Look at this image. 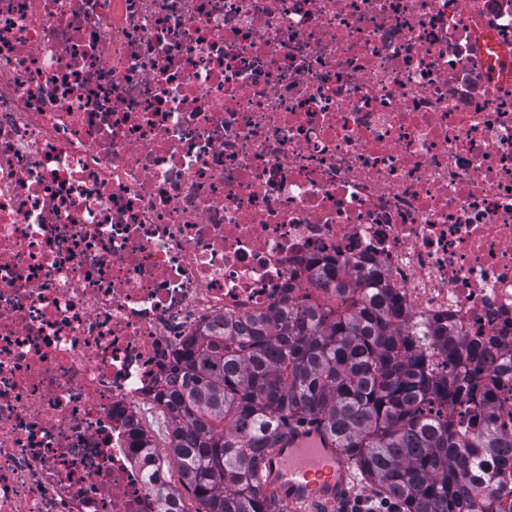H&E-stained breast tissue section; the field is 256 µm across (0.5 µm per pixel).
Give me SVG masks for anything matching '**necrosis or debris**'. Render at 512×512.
<instances>
[{
	"label": "necrosis or debris",
	"mask_w": 512,
	"mask_h": 512,
	"mask_svg": "<svg viewBox=\"0 0 512 512\" xmlns=\"http://www.w3.org/2000/svg\"><path fill=\"white\" fill-rule=\"evenodd\" d=\"M512 0H0V512L163 490L182 343L373 272L512 429ZM152 428L155 453L132 446Z\"/></svg>",
	"instance_id": "obj_1"
}]
</instances>
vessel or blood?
I'll use <instances>...</instances> for the list:
<instances>
[{
    "mask_svg": "<svg viewBox=\"0 0 512 512\" xmlns=\"http://www.w3.org/2000/svg\"><path fill=\"white\" fill-rule=\"evenodd\" d=\"M265 488L291 512H325L351 495V468L316 426L289 433L265 460Z\"/></svg>",
    "mask_w": 512,
    "mask_h": 512,
    "instance_id": "1",
    "label": "vessel or blood"
}]
</instances>
